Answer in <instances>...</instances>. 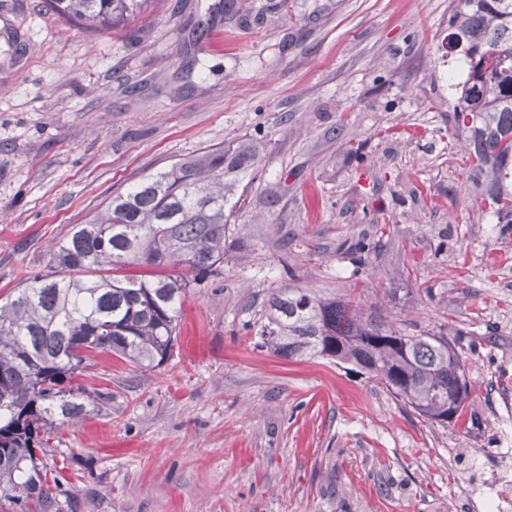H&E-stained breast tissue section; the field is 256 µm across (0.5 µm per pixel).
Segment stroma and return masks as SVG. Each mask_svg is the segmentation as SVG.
<instances>
[{"instance_id":"35a3bbf8","label":"stroma","mask_w":512,"mask_h":512,"mask_svg":"<svg viewBox=\"0 0 512 512\" xmlns=\"http://www.w3.org/2000/svg\"><path fill=\"white\" fill-rule=\"evenodd\" d=\"M147 0L106 30L0 0V298L114 191L209 147L251 145L221 271L187 294L173 356L94 354L95 402L55 426L51 508L29 512H478L512 431V224L465 178L458 0ZM371 243L358 254V241ZM444 336L470 396L425 421L376 379L258 347L286 288Z\"/></svg>"}]
</instances>
